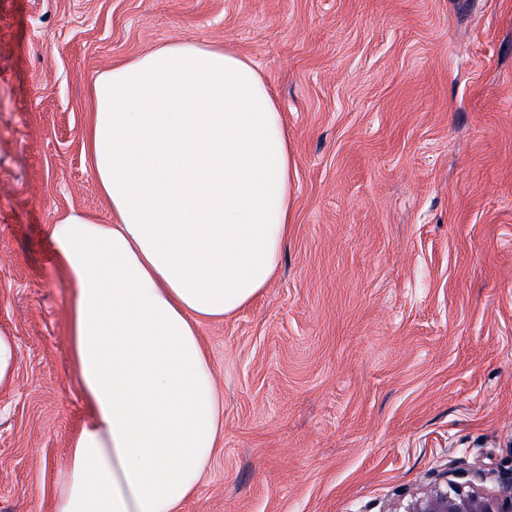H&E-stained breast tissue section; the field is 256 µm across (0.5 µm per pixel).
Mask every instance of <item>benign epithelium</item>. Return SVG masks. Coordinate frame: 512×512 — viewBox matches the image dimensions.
<instances>
[{
    "label": "benign epithelium",
    "mask_w": 512,
    "mask_h": 512,
    "mask_svg": "<svg viewBox=\"0 0 512 512\" xmlns=\"http://www.w3.org/2000/svg\"><path fill=\"white\" fill-rule=\"evenodd\" d=\"M453 475L445 487L413 501L406 512H512V473L505 476L477 460ZM475 479L490 481L494 488L476 487Z\"/></svg>",
    "instance_id": "benign-epithelium-1"
}]
</instances>
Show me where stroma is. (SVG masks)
I'll use <instances>...</instances> for the list:
<instances>
[{
    "label": "stroma",
    "mask_w": 512,
    "mask_h": 512,
    "mask_svg": "<svg viewBox=\"0 0 512 512\" xmlns=\"http://www.w3.org/2000/svg\"><path fill=\"white\" fill-rule=\"evenodd\" d=\"M224 46L296 162L268 288L199 334L224 438L185 512H406L512 471V0H0V512H49L83 413L48 227L108 220L95 80ZM18 366V348L13 336L0 333V391L13 386Z\"/></svg>",
    "instance_id": "stroma-1"
}]
</instances>
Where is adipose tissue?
Segmentation results:
<instances>
[{"mask_svg":"<svg viewBox=\"0 0 512 512\" xmlns=\"http://www.w3.org/2000/svg\"><path fill=\"white\" fill-rule=\"evenodd\" d=\"M94 95L91 167L116 221L72 212L48 231L85 408L51 512H184L224 430L199 326L272 281L295 162L276 101L234 52L167 43Z\"/></svg>","mask_w":512,"mask_h":512,"instance_id":"obj_1","label":"adipose tissue"}]
</instances>
